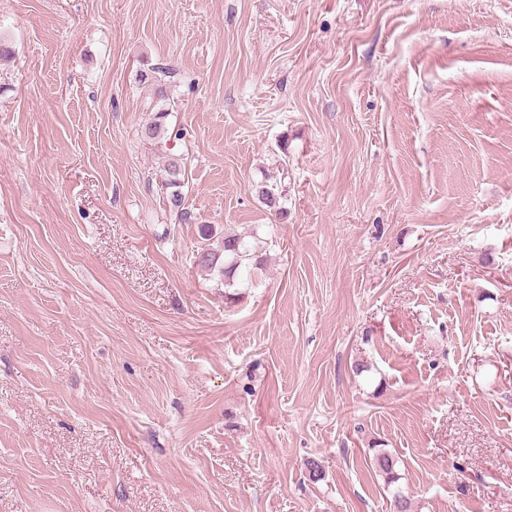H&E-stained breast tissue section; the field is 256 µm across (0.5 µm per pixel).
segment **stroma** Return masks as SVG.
Masks as SVG:
<instances>
[{
	"mask_svg": "<svg viewBox=\"0 0 512 512\" xmlns=\"http://www.w3.org/2000/svg\"><path fill=\"white\" fill-rule=\"evenodd\" d=\"M0 41V512H512V0H0ZM168 74H170V68L165 66H151L148 67V71L140 72L139 74H136V81L139 84H146L152 85L155 87V90L157 91V94L160 95V100L165 101V93H166V77H169ZM169 115L168 109L164 108L162 104L155 114L153 121L142 128L141 133L143 139L149 142L162 143L168 135L166 119ZM187 159L185 155L170 156L164 165L163 184L166 189H170L169 202L176 220L181 223H191L195 220V217L189 211L181 208L182 188L186 184L185 181L188 182ZM206 244V243H202ZM208 243L197 251L194 257L195 263L206 271H215L217 269L224 277L230 278L231 273H235L244 261L250 259L249 251L244 246L242 240L237 235L224 234L221 245L218 248H211ZM224 255V267H223ZM374 450L371 465L378 472V475L383 478L387 485H391L399 480L396 472L397 460L387 452L380 449L371 448Z\"/></svg>",
	"mask_w": 512,
	"mask_h": 512,
	"instance_id": "1",
	"label": "stroma"
}]
</instances>
